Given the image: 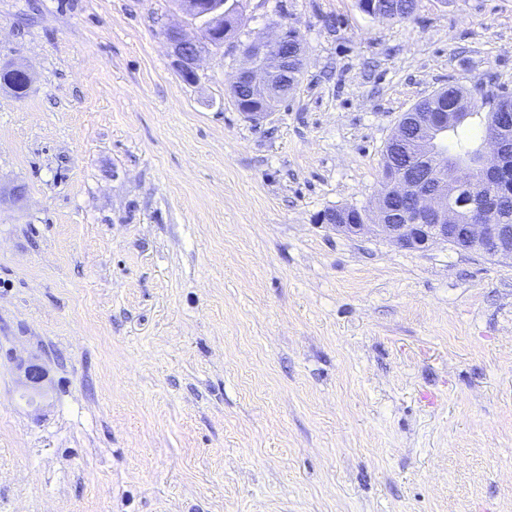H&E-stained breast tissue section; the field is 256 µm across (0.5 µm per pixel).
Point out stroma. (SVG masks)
Listing matches in <instances>:
<instances>
[{
  "label": "stroma",
  "instance_id": "1",
  "mask_svg": "<svg viewBox=\"0 0 512 512\" xmlns=\"http://www.w3.org/2000/svg\"><path fill=\"white\" fill-rule=\"evenodd\" d=\"M242 3L188 83L175 0H0V512H512V262L317 221L423 98L512 93V0ZM281 19L256 124L238 45ZM358 8L365 14L370 16L371 11L380 12L381 14H389L394 4L399 5L397 8L399 19H408L413 13L415 0H358ZM272 25L270 37L240 44L243 64L231 82V88L237 90L235 102L241 100L238 96L241 88L251 90L252 95L244 99L240 112L254 123L265 120L272 113L268 108L271 99L282 94L288 83L289 64L294 59L288 58V34L300 39L291 23L279 21ZM166 40L174 58V65L184 79L192 81L197 77V65L204 46L190 38L181 28H169ZM31 79H29L18 68L10 66L3 71H0V84L1 87L8 88L16 95H24L30 86ZM24 387L29 401L33 402L44 394L46 372L36 364L30 362L24 367Z\"/></svg>",
  "mask_w": 512,
  "mask_h": 512
}]
</instances>
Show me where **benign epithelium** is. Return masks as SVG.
Wrapping results in <instances>:
<instances>
[{
  "mask_svg": "<svg viewBox=\"0 0 512 512\" xmlns=\"http://www.w3.org/2000/svg\"><path fill=\"white\" fill-rule=\"evenodd\" d=\"M181 10L188 17L197 13L209 16V44L221 47L229 40L230 24L225 19L231 17V11L224 9V3L184 0ZM290 34L299 36L292 24L279 21L273 23L271 36L240 44L243 64L233 75L231 87L251 90L252 95L244 99L240 107V112L251 122L259 123L271 114L268 108L271 99L282 94L288 83L293 62L287 51ZM165 37L176 70L185 79H195L203 45L180 28L168 29ZM511 97V93L482 94L469 97V102L486 109V125L489 126L498 119L497 109L502 101ZM460 115L457 104L450 112L404 113L403 118L418 125L423 145L421 171L382 170V188L373 209L328 208L319 215V223L344 235H358L372 227L401 248L423 250L444 243L462 251L512 261V224L490 220L469 222L449 206L448 186H468L472 203L482 206L497 193L494 179L497 172L506 165L512 168V149L505 150L501 141L493 136L481 141L478 181L470 180V169L463 163H448L444 145L448 142V133L459 125ZM410 194L414 195V208L402 214L398 222H393L390 199ZM45 380L46 372L40 365L31 362L24 367V387L29 401L43 396Z\"/></svg>",
  "mask_w": 512,
  "mask_h": 512,
  "instance_id": "7a95c632",
  "label": "benign epithelium"
}]
</instances>
